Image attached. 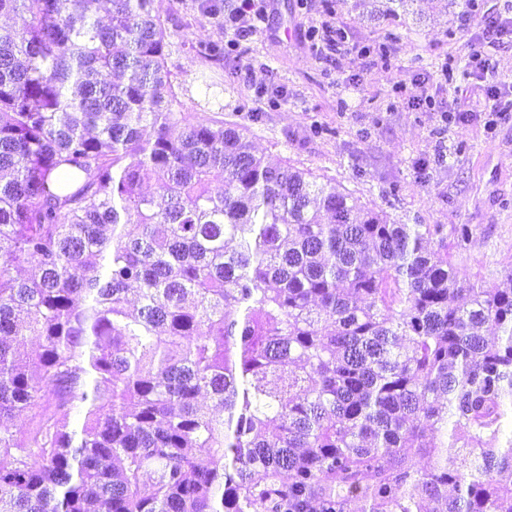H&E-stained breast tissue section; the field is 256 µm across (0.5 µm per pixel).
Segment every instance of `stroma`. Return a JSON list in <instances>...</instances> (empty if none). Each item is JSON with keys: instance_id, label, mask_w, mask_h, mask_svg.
Masks as SVG:
<instances>
[{"instance_id": "1", "label": "stroma", "mask_w": 512, "mask_h": 512, "mask_svg": "<svg viewBox=\"0 0 512 512\" xmlns=\"http://www.w3.org/2000/svg\"><path fill=\"white\" fill-rule=\"evenodd\" d=\"M323 5L270 0L263 28L241 41L233 63L197 53L200 41L228 39L223 16L203 0H154L171 33L167 67L184 111L245 126L258 153L330 181L358 207H381L401 224L444 225L460 277L498 285L512 271V118L491 116L485 106L491 88L512 81V41L490 49L494 75L480 78L461 66L448 85H431L436 98L469 114L444 128L414 107L416 79L468 54L475 16L441 11L437 0H415L394 20L342 0L329 18ZM327 20L346 37L328 63L307 37ZM363 46L370 55L358 56ZM204 76L223 84L219 103H206ZM398 84L406 88L399 97L392 91ZM463 225L469 240L461 246Z\"/></svg>"}]
</instances>
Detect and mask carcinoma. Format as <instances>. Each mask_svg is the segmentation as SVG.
<instances>
[{
	"label": "carcinoma",
	"instance_id": "cac0c4a2",
	"mask_svg": "<svg viewBox=\"0 0 512 512\" xmlns=\"http://www.w3.org/2000/svg\"><path fill=\"white\" fill-rule=\"evenodd\" d=\"M108 2L0 0V512H512V271L181 111Z\"/></svg>",
	"mask_w": 512,
	"mask_h": 512
}]
</instances>
